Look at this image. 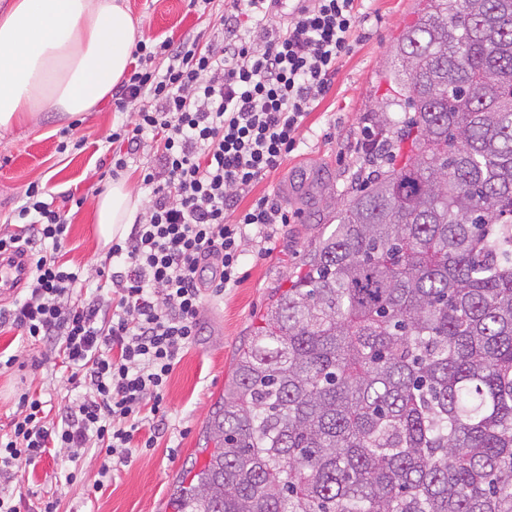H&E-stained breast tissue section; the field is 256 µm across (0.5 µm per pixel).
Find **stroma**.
Returning <instances> with one entry per match:
<instances>
[{
	"instance_id": "stroma-1",
	"label": "stroma",
	"mask_w": 512,
	"mask_h": 512,
	"mask_svg": "<svg viewBox=\"0 0 512 512\" xmlns=\"http://www.w3.org/2000/svg\"><path fill=\"white\" fill-rule=\"evenodd\" d=\"M145 39L180 37L201 30L203 22L188 0H126ZM362 19L350 38V51L341 60L327 95L306 116L300 141L280 169L259 183L255 195H269L286 207L289 223L277 225L269 239H248L239 268L243 278L226 289L206 310L196 343L185 352L166 389L169 428L155 447L141 450L131 461L103 462L94 453L78 460H44L26 467L9 486L10 493L35 491L59 501V512H173L176 482L191 463H204L203 430L221 393L232 357L249 336L256 316L271 295L287 287L298 271L308 244L333 228L337 205L353 193L357 172L367 163L363 147L376 127L388 87L383 77L394 41L413 17L415 0H362ZM133 108L116 112L104 99L91 112L75 116L42 113L37 121L0 128V223L21 205L29 183L53 191H72L81 206L70 211L71 228L66 258L91 268L102 258L94 224V205L104 188L94 174L100 139L112 124L132 119ZM73 127L74 137H86L84 147L58 152L59 132ZM17 354L19 367L0 374V430L7 429L19 396L28 391L59 408L78 391L67 383L63 368L43 359V348L0 331V351ZM108 473H101L102 465ZM75 482H67L68 473ZM102 480L97 495L87 484Z\"/></svg>"
}]
</instances>
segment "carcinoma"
Returning a JSON list of instances; mask_svg holds the SVG:
<instances>
[{
  "label": "carcinoma",
  "instance_id": "carcinoma-1",
  "mask_svg": "<svg viewBox=\"0 0 512 512\" xmlns=\"http://www.w3.org/2000/svg\"><path fill=\"white\" fill-rule=\"evenodd\" d=\"M380 159L235 352L177 512H512V0H420Z\"/></svg>",
  "mask_w": 512,
  "mask_h": 512
}]
</instances>
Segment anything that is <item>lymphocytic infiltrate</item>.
Instances as JSON below:
<instances>
[{
    "mask_svg": "<svg viewBox=\"0 0 512 512\" xmlns=\"http://www.w3.org/2000/svg\"><path fill=\"white\" fill-rule=\"evenodd\" d=\"M276 0H189L220 34L137 42V63L112 89L117 124L106 173L140 160L146 216L109 248L94 273L63 259L74 199L29 183L25 202L0 231V250L31 258L27 294L0 310V327L44 345L81 393L57 414L22 394L0 434V483L67 451L128 461L168 427L165 392L194 345L206 299L240 281L247 227L265 234L288 223L264 195L241 201L287 159L314 104L332 86L350 47L357 0H308L282 14Z\"/></svg>",
    "mask_w": 512,
    "mask_h": 512,
    "instance_id": "f902f5d3",
    "label": "lymphocytic infiltrate"
}]
</instances>
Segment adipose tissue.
Wrapping results in <instances>:
<instances>
[{"instance_id":"obj_1","label":"adipose tissue","mask_w":512,"mask_h":512,"mask_svg":"<svg viewBox=\"0 0 512 512\" xmlns=\"http://www.w3.org/2000/svg\"><path fill=\"white\" fill-rule=\"evenodd\" d=\"M142 38L123 0H14L0 17V126L94 110L123 79ZM142 213L126 178L111 181L94 209L104 244Z\"/></svg>"}]
</instances>
